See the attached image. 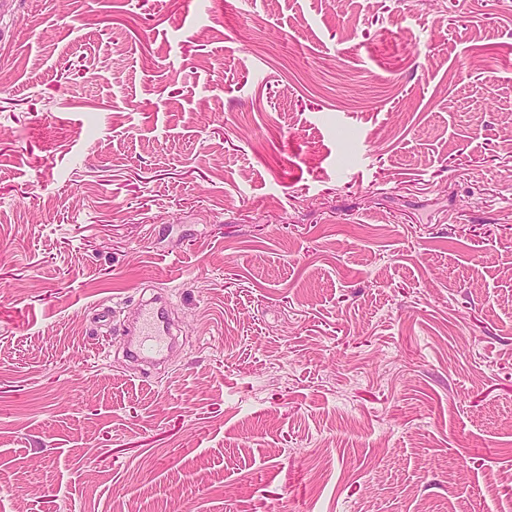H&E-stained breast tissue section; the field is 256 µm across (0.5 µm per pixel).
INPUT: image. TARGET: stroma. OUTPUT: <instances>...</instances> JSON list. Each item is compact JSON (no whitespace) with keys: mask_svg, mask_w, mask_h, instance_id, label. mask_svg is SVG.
<instances>
[{"mask_svg":"<svg viewBox=\"0 0 512 512\" xmlns=\"http://www.w3.org/2000/svg\"><path fill=\"white\" fill-rule=\"evenodd\" d=\"M0 24V512H512V0ZM131 355L144 360H160L169 350L172 340L170 323L162 306L154 300L141 305L140 322L136 328Z\"/></svg>","mask_w":512,"mask_h":512,"instance_id":"stroma-1","label":"stroma"}]
</instances>
